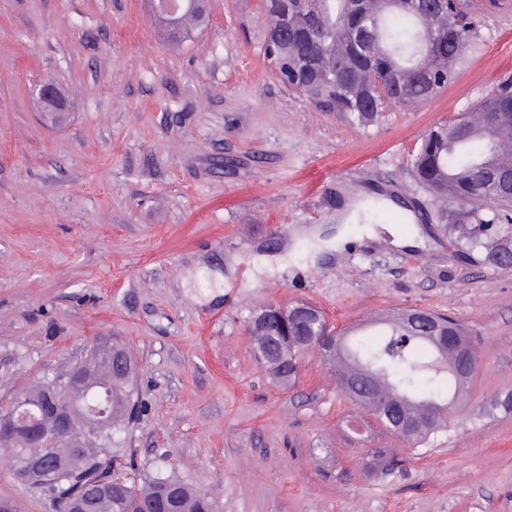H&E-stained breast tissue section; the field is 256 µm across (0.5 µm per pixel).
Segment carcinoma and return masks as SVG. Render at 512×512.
<instances>
[{"label":"carcinoma","mask_w":512,"mask_h":512,"mask_svg":"<svg viewBox=\"0 0 512 512\" xmlns=\"http://www.w3.org/2000/svg\"><path fill=\"white\" fill-rule=\"evenodd\" d=\"M483 9L480 0H288V14L268 3L270 25L263 39L264 55H274L282 79L316 107L340 112L360 126L376 122L390 108L413 109L450 84L463 60L461 42L470 34L461 20ZM168 39L180 45L209 23L203 5L179 4L180 36L169 35L172 20L154 14ZM416 183L438 205L440 223L467 251L481 249L503 266L512 264V247L483 229L508 220L512 210V83L500 84L471 112L437 124L410 154ZM438 331L425 325L407 327L392 319L374 339L347 330L326 359L343 382L366 371L377 389L396 406L391 415L425 419L428 404L452 412L448 399L463 396L469 381L452 374L457 352L443 337L468 329L434 314ZM328 325L315 315L287 325L271 317L261 349L284 355L288 368H272L282 382L295 376L294 350L306 336ZM81 386L75 421L88 451L73 455L50 441L56 421L54 395L44 383L19 391L24 409L34 417L22 429L0 436V451L13 457L38 458L60 471L54 483L41 488L51 512H67L71 502L88 500V512H214L210 496L171 476L141 481L112 471V430L92 416V408L109 400L112 413L126 414L135 365L126 347L112 343V355L91 351L80 369ZM448 427L445 416L407 436L420 446ZM389 448L372 451L371 469L386 473L398 466Z\"/></svg>","instance_id":"cac0c4a2"}]
</instances>
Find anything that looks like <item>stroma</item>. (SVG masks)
I'll return each instance as SVG.
<instances>
[{
  "label": "stroma",
  "mask_w": 512,
  "mask_h": 512,
  "mask_svg": "<svg viewBox=\"0 0 512 512\" xmlns=\"http://www.w3.org/2000/svg\"><path fill=\"white\" fill-rule=\"evenodd\" d=\"M256 5L208 0L174 53L149 0H0V403L116 338L137 364L123 473L174 475L216 512H512V266L464 253L409 159L512 77V8L431 101L362 127L275 77ZM296 299L339 329L415 307L465 325L480 369L447 431L412 448L313 352L276 381L246 327ZM375 448L401 470L366 474ZM0 497L49 512L1 455Z\"/></svg>",
  "instance_id": "obj_1"
}]
</instances>
